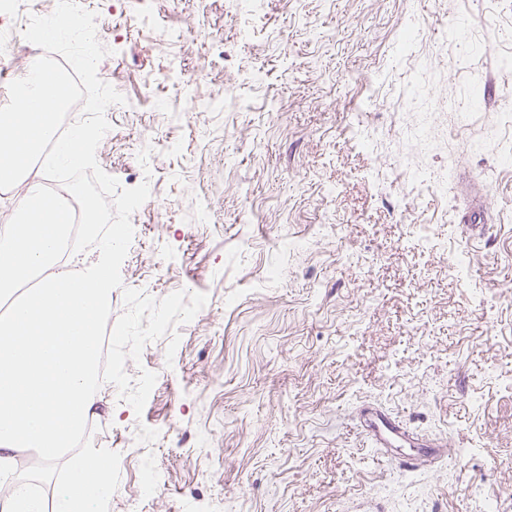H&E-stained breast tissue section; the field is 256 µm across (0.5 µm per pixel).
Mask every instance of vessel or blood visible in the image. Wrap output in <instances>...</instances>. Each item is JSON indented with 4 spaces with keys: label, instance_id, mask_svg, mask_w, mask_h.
I'll return each instance as SVG.
<instances>
[{
    "label": "vessel or blood",
    "instance_id": "vessel-or-blood-1",
    "mask_svg": "<svg viewBox=\"0 0 512 512\" xmlns=\"http://www.w3.org/2000/svg\"><path fill=\"white\" fill-rule=\"evenodd\" d=\"M360 423L377 447L396 448L407 445L420 448V456L405 459L404 464L407 468H419L423 461L442 454L443 443L439 438L413 435L399 422L381 411H364L360 416Z\"/></svg>",
    "mask_w": 512,
    "mask_h": 512
}]
</instances>
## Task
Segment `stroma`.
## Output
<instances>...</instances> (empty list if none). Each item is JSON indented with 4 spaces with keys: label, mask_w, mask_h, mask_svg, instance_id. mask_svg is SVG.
Masks as SVG:
<instances>
[{
    "label": "stroma",
    "mask_w": 512,
    "mask_h": 512,
    "mask_svg": "<svg viewBox=\"0 0 512 512\" xmlns=\"http://www.w3.org/2000/svg\"><path fill=\"white\" fill-rule=\"evenodd\" d=\"M79 2L125 98L97 162L154 188L112 314L128 288L208 297L174 357L164 336L127 361L157 376L142 414L96 398L109 512H512V0ZM401 160L447 170L446 196L374 180ZM472 183L480 241L459 223ZM368 405L453 455L403 467L361 433Z\"/></svg>",
    "instance_id": "1"
}]
</instances>
